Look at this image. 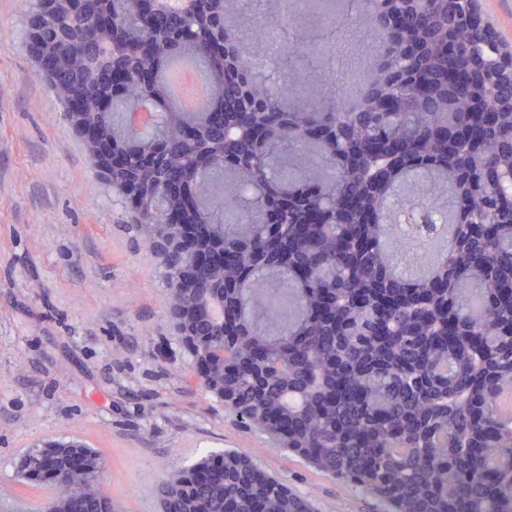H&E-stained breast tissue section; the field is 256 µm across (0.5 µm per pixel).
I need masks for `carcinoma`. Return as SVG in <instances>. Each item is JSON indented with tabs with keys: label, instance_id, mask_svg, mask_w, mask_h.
<instances>
[{
	"label": "carcinoma",
	"instance_id": "carcinoma-1",
	"mask_svg": "<svg viewBox=\"0 0 512 512\" xmlns=\"http://www.w3.org/2000/svg\"><path fill=\"white\" fill-rule=\"evenodd\" d=\"M136 0H79L45 19L41 42L58 59L48 84L63 105L118 152L149 159L113 181L147 190L134 229L181 211L164 192L187 182L183 223L236 250L238 262L198 288L171 271V310L202 324L212 386L228 390L250 428L389 512H512V99L508 77L487 71L512 50L477 27L475 0H285L295 36L280 45L275 78L260 72L242 36L240 0H192L186 13ZM371 22L377 49L360 104L336 97L327 75L341 36ZM231 53L234 69L217 58ZM201 65L208 106L184 112L167 92L171 64ZM143 112L142 129L128 114ZM448 126V140L433 137ZM424 177L448 191L455 244L423 281L406 243L387 241L389 209L430 223L438 200L403 189ZM281 208L288 239L268 257L267 216ZM56 483L33 458L23 480L57 488L62 512L81 493L88 512H124L100 483L102 460ZM161 512H314L308 498L236 450L176 469Z\"/></svg>",
	"mask_w": 512,
	"mask_h": 512
}]
</instances>
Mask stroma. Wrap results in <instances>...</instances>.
Segmentation results:
<instances>
[{"instance_id": "35a3bbf8", "label": "stroma", "mask_w": 512, "mask_h": 512, "mask_svg": "<svg viewBox=\"0 0 512 512\" xmlns=\"http://www.w3.org/2000/svg\"><path fill=\"white\" fill-rule=\"evenodd\" d=\"M25 37L21 0H0V498L39 512L54 489L22 484V459L80 441L100 454L125 512H159L170 473L225 448L318 512H384L242 428L203 385L173 330L157 259L97 179ZM374 48L369 33L348 30L337 70H365Z\"/></svg>"}]
</instances>
